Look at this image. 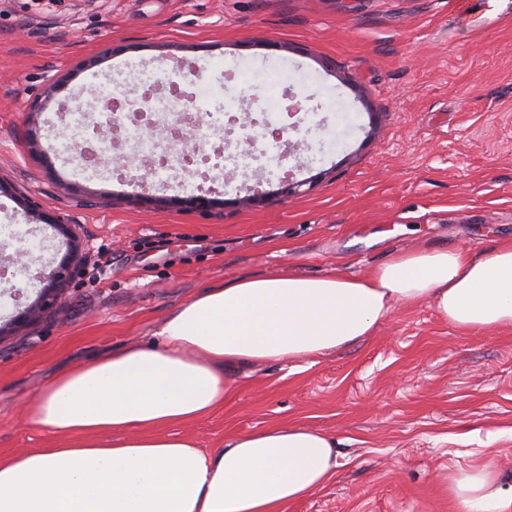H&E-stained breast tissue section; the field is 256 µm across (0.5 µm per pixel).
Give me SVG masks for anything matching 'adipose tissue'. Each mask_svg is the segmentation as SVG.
I'll list each match as a JSON object with an SVG mask.
<instances>
[{"label":"adipose tissue","mask_w":512,"mask_h":512,"mask_svg":"<svg viewBox=\"0 0 512 512\" xmlns=\"http://www.w3.org/2000/svg\"><path fill=\"white\" fill-rule=\"evenodd\" d=\"M424 300L463 330L512 327V242L409 250L361 276L205 287L169 314L157 344L62 370L26 404L29 423L63 444L0 458V512H286L333 478L334 437L289 425L229 435L207 452L167 427L223 407L233 365L341 350ZM448 493L454 512H512V484L485 463L449 471Z\"/></svg>","instance_id":"ef3b65f1"}]
</instances>
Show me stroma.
<instances>
[{"instance_id": "stroma-1", "label": "stroma", "mask_w": 512, "mask_h": 512, "mask_svg": "<svg viewBox=\"0 0 512 512\" xmlns=\"http://www.w3.org/2000/svg\"><path fill=\"white\" fill-rule=\"evenodd\" d=\"M154 95L169 79L214 104L240 101L241 123L277 113L287 144L262 172L238 165L239 127L209 176L180 171L138 184L74 151L78 102L101 87ZM56 86L44 97L48 81ZM43 109L32 114L36 100ZM299 191L282 194L285 176ZM0 251L13 289L36 297L33 267L66 246L36 247L47 221L70 224L79 274L58 304L0 337V457L59 441L24 405L60 370L127 343L209 285L243 276L368 273L425 246L476 252L512 241V0H0ZM205 194L208 209L184 207ZM154 241L146 248L144 240ZM110 274L95 275L101 253ZM222 410L177 427L199 448L298 424L337 440L335 477L287 512H453L450 468L491 463L512 480V327L473 332L425 302L398 307L372 336L320 358L239 365Z\"/></svg>"}]
</instances>
